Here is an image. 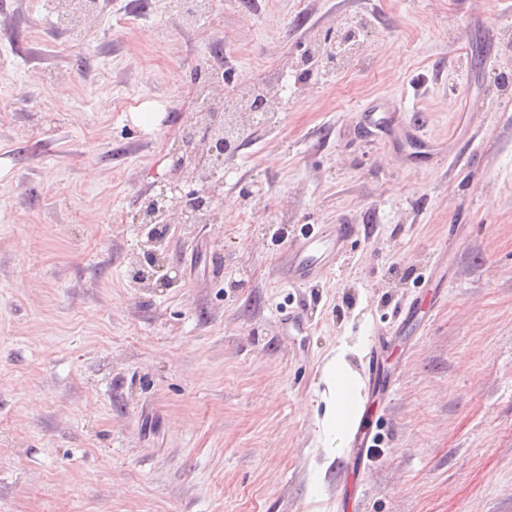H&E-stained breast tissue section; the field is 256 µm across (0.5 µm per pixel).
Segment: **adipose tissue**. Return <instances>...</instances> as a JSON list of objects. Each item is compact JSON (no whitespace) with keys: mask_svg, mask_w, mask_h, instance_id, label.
Wrapping results in <instances>:
<instances>
[{"mask_svg":"<svg viewBox=\"0 0 512 512\" xmlns=\"http://www.w3.org/2000/svg\"><path fill=\"white\" fill-rule=\"evenodd\" d=\"M357 351V346L341 344L322 368L320 400L323 411L315 417V434L325 459L312 461L310 465L312 484L317 488L322 485L329 462L339 452V441L359 420L362 383L350 360Z\"/></svg>","mask_w":512,"mask_h":512,"instance_id":"adipose-tissue-1","label":"adipose tissue"}]
</instances>
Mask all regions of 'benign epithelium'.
I'll return each mask as SVG.
<instances>
[{
  "label": "benign epithelium",
  "instance_id": "obj_1",
  "mask_svg": "<svg viewBox=\"0 0 512 512\" xmlns=\"http://www.w3.org/2000/svg\"><path fill=\"white\" fill-rule=\"evenodd\" d=\"M271 92L266 91L252 99L229 103L231 111L212 112L203 107L198 113L197 122L187 128L181 139V145L175 149L174 171L187 173L204 184L203 189L185 195H177L180 188L176 184L161 186L159 193L145 200L136 214L138 224H198L213 218L212 202L215 187L210 185L216 170L224 165V158L235 154L236 145L228 132L242 130L254 124L258 116L272 114L270 107ZM148 264L135 265V274L141 281L156 282L162 285L170 280L164 272L165 262L159 260L150 251Z\"/></svg>",
  "mask_w": 512,
  "mask_h": 512
}]
</instances>
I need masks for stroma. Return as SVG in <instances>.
Instances as JSON below:
<instances>
[{
	"instance_id": "1",
	"label": "stroma",
	"mask_w": 512,
	"mask_h": 512,
	"mask_svg": "<svg viewBox=\"0 0 512 512\" xmlns=\"http://www.w3.org/2000/svg\"><path fill=\"white\" fill-rule=\"evenodd\" d=\"M328 37L335 62L302 77ZM1 57L0 512H512L504 0H222L195 19L105 0L81 31L55 0H0ZM217 65L225 98L268 89L276 114L216 173L217 220L149 241L134 218ZM378 103L400 129L359 124ZM344 216L375 233L285 284L289 240ZM148 249L170 285L135 278ZM435 261L441 299L401 325ZM383 338L376 444L358 461L342 442L312 491L321 370L358 342L365 372Z\"/></svg>"
}]
</instances>
